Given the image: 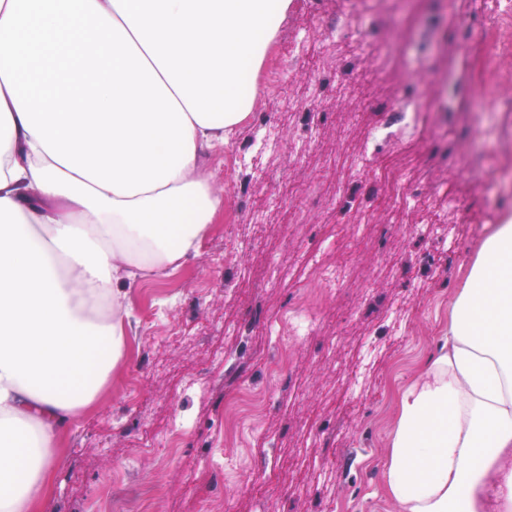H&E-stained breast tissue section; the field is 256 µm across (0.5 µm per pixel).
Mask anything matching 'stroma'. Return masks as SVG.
<instances>
[{"instance_id": "35a3bbf8", "label": "stroma", "mask_w": 512, "mask_h": 512, "mask_svg": "<svg viewBox=\"0 0 512 512\" xmlns=\"http://www.w3.org/2000/svg\"><path fill=\"white\" fill-rule=\"evenodd\" d=\"M337 8L293 0L252 114L203 162L224 197L215 230L200 257L133 286L118 385L71 425L39 512H103L105 493L156 484L158 512H394L381 462L397 388L436 351L481 243L512 217V189L471 205L483 186L435 165L436 142L418 132L479 112L457 149L482 145L489 169H512V110L482 111L480 31L494 0H354L330 71L315 22ZM407 91L414 131L383 150L416 189L398 212L374 170L341 160L363 152L377 105ZM427 199L448 214L447 246L420 237ZM339 223L361 232L334 243ZM340 267L344 280L272 371L280 341L268 315L289 316L303 285ZM247 391L263 407L226 440L224 403Z\"/></svg>"}]
</instances>
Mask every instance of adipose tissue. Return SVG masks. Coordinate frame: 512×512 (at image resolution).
Returning a JSON list of instances; mask_svg holds the SVG:
<instances>
[{
    "label": "adipose tissue",
    "mask_w": 512,
    "mask_h": 512,
    "mask_svg": "<svg viewBox=\"0 0 512 512\" xmlns=\"http://www.w3.org/2000/svg\"><path fill=\"white\" fill-rule=\"evenodd\" d=\"M293 0H0V512H37L126 353L135 271L199 257ZM396 512L512 503V220L400 390Z\"/></svg>",
    "instance_id": "ef3b65f1"
}]
</instances>
